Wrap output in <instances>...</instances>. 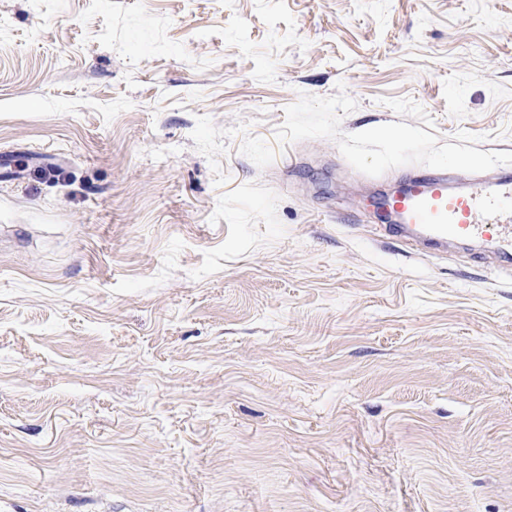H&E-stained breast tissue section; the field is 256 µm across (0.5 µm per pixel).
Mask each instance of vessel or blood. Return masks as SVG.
Here are the masks:
<instances>
[{"label": "vessel or blood", "mask_w": 512, "mask_h": 512, "mask_svg": "<svg viewBox=\"0 0 512 512\" xmlns=\"http://www.w3.org/2000/svg\"><path fill=\"white\" fill-rule=\"evenodd\" d=\"M377 204L395 218L384 225L385 235L405 240L414 250L444 251L449 243L480 238L501 264H512L511 170L457 184L445 167H419Z\"/></svg>", "instance_id": "vessel-or-blood-1"}]
</instances>
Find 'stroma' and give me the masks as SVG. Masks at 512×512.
<instances>
[{
	"label": "stroma",
	"mask_w": 512,
	"mask_h": 512,
	"mask_svg": "<svg viewBox=\"0 0 512 512\" xmlns=\"http://www.w3.org/2000/svg\"><path fill=\"white\" fill-rule=\"evenodd\" d=\"M512 164V0H0V512H512V269L370 201Z\"/></svg>",
	"instance_id": "stroma-1"
}]
</instances>
